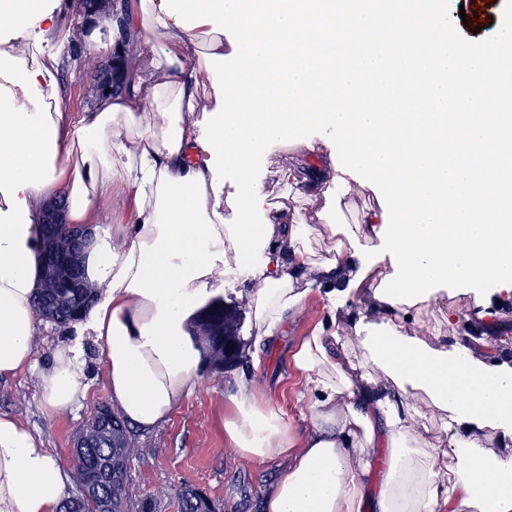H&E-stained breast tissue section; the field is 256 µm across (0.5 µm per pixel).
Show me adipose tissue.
<instances>
[{
    "label": "adipose tissue",
    "mask_w": 512,
    "mask_h": 512,
    "mask_svg": "<svg viewBox=\"0 0 512 512\" xmlns=\"http://www.w3.org/2000/svg\"><path fill=\"white\" fill-rule=\"evenodd\" d=\"M62 3L0 0V378L33 364L45 204L63 197L67 223L94 226L117 196L128 237L93 232L82 323L128 422L161 424L190 388L203 360L188 325L220 281H251L259 352L327 280L332 305L374 304L353 333L320 328L294 352L310 426L259 401L251 375L229 397L230 446L280 469L265 512H512V352L493 335L447 343L420 318L472 292L493 328L512 301V121L498 113L512 46L471 51L446 0H118L109 39L90 34L85 52L135 47L131 76L70 115L43 49L64 35ZM411 70L428 116L381 111ZM306 126L347 161L327 176L337 195L373 185L378 211L349 224L336 204L310 224L270 203L255 160L312 149ZM84 364L80 347L55 350L39 373L48 410L86 399ZM65 481L0 414V512H58Z\"/></svg>",
    "instance_id": "obj_1"
}]
</instances>
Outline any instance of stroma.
I'll return each instance as SVG.
<instances>
[{
    "instance_id": "obj_1",
    "label": "stroma",
    "mask_w": 512,
    "mask_h": 512,
    "mask_svg": "<svg viewBox=\"0 0 512 512\" xmlns=\"http://www.w3.org/2000/svg\"><path fill=\"white\" fill-rule=\"evenodd\" d=\"M448 19L459 37L478 50L494 38L498 26L512 23V0H448ZM61 55L68 60L58 74L67 91L64 109L84 111L96 97L90 66L70 60L69 47H62ZM299 153L296 146L286 150L272 147L256 158V170L264 174L273 203L298 209L310 223L317 224L331 200L328 188L305 196L278 184L273 175L283 158L300 159ZM300 161L301 169L314 165L325 170L334 167L336 158L324 150L314 160ZM372 302V297L366 295L361 301L335 311L323 294H309L301 311L289 318L280 336L265 349L260 366H252L243 352L223 372L203 369L193 382L191 394L183 397L167 421L151 428L131 427L134 453L127 489L130 512H140L147 503L153 505L155 512H179L176 492L184 486L205 494L217 512H263L265 494L279 469L273 463L260 465L239 457L224 439V417L228 397L235 391V374H252L258 396L281 409L296 430H304L310 424V413L301 397V380L291 362L293 351L316 327L330 322L352 330L361 307ZM75 343L85 353V374L90 385L87 400L79 406L59 413L46 412L38 375L32 371L0 380V413L27 424L44 448L70 473L75 470L72 450L77 435L96 407L109 404L110 397L104 368L88 331L77 323L41 321L35 338L40 364L50 362L57 347Z\"/></svg>"
}]
</instances>
